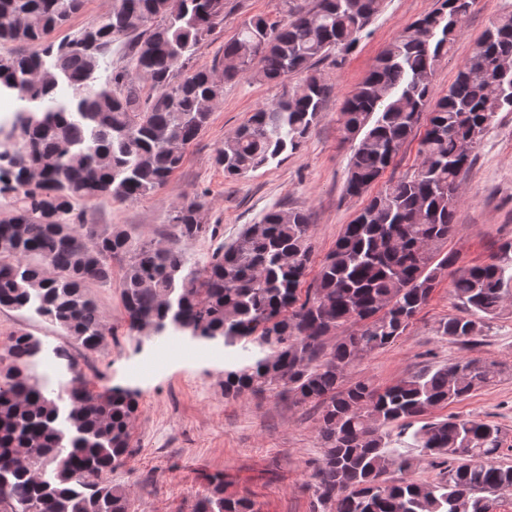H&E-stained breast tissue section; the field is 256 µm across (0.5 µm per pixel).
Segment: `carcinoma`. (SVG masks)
<instances>
[{
	"label": "carcinoma",
	"instance_id": "carcinoma-1",
	"mask_svg": "<svg viewBox=\"0 0 512 512\" xmlns=\"http://www.w3.org/2000/svg\"><path fill=\"white\" fill-rule=\"evenodd\" d=\"M85 3L0 0V42L35 47L0 56V89L21 102L13 155L0 164V193L19 200L0 220V307L32 312L96 350L105 316L86 285L112 283V258L123 255L121 295L137 343L162 326L198 342L220 338L232 350L224 394L278 390L319 404L324 455L313 478L327 512H496L512 496V465L496 461L501 430L487 421L424 422L414 447L446 470L430 483L383 479L415 464L389 448L393 426L489 385V364L462 358L384 387L345 378L356 361L401 338L447 278L465 315L441 319L435 334L453 341L478 335L481 319L499 314L512 295L511 240L478 265L457 268L455 254L442 253L455 231L459 177L487 126L512 112V15L491 23L437 99L433 73L476 0H438L376 58L338 117L343 139L357 141L345 191L360 195L379 182L423 125L420 162L385 182L345 225L308 283L310 224L301 209L267 212L198 268L172 247L84 224L81 206L163 190L207 126L206 105L247 75L304 78L224 140L217 154L224 177L240 179L299 151L328 92L313 65L351 49L384 0H314L283 20L253 18L224 43L221 81L216 69L189 64L224 24L227 0H112L87 26L58 37ZM120 41L127 63L97 82L101 60ZM203 208L197 199L173 207L176 237L213 232ZM340 330L345 335L327 347ZM52 354L72 373L56 392L38 372L47 355L41 338L19 331L0 349V512H128V493L105 475L130 454L137 393L118 385L94 393L66 350ZM196 512L257 509L217 480Z\"/></svg>",
	"mask_w": 512,
	"mask_h": 512
}]
</instances>
